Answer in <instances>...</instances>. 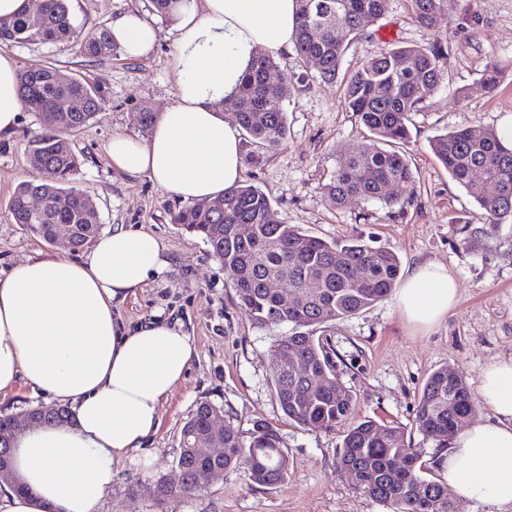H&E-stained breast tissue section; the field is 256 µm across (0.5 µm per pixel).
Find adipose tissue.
Listing matches in <instances>:
<instances>
[{"instance_id": "ef3b65f1", "label": "adipose tissue", "mask_w": 512, "mask_h": 512, "mask_svg": "<svg viewBox=\"0 0 512 512\" xmlns=\"http://www.w3.org/2000/svg\"><path fill=\"white\" fill-rule=\"evenodd\" d=\"M295 13V0H203L201 11L179 9L175 100L147 139L113 135V166L189 201L237 186L242 148L223 102L256 50L276 55L293 46ZM111 35L131 58L148 55L158 39L136 14L114 20ZM22 109L16 61L0 53V138L14 133ZM168 266L155 235L120 227L80 258L38 252L0 270V395L23 381L71 413L68 423L17 439L12 470L27 489L0 486V512H94L112 487L114 459L156 433L196 347L178 322L131 326L117 307ZM457 296L447 269L425 263L405 278L397 302L408 322L430 327ZM478 393L489 416L456 434L438 466L456 496L512 505V356L485 367Z\"/></svg>"}]
</instances>
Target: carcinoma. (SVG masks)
<instances>
[{
  "instance_id": "1",
  "label": "carcinoma",
  "mask_w": 512,
  "mask_h": 512,
  "mask_svg": "<svg viewBox=\"0 0 512 512\" xmlns=\"http://www.w3.org/2000/svg\"><path fill=\"white\" fill-rule=\"evenodd\" d=\"M190 0H151L152 11L166 19ZM294 47L305 64L318 60L320 79L340 83L346 111L370 133L362 149L341 161L324 186L327 200L336 205L349 201H378L392 209L398 200L385 196L394 184L413 196L416 179L403 152L410 141L409 114L438 89L443 79L444 47L381 46L367 52L353 69L340 73L348 42L337 38L343 31L352 41L373 40L370 26L388 12L390 0H296ZM416 22L435 30L446 13L447 0H408ZM75 40L93 57L117 50L110 32L102 29L80 36L72 23L68 0H45L37 12H24L10 21L0 20V43H58ZM278 70L274 58L258 51L245 71L235 94L224 100V110L235 114L238 125L258 147L277 150L286 141L287 120L283 101L293 76L281 73L277 92L268 90L267 74ZM25 107L45 121V131L31 144L28 161L45 175L40 183L26 182L14 192L9 212L16 224L49 241L54 226L72 225V249L93 241L101 230L98 212L86 195H72L69 187L79 174L80 160L68 136L85 126L102 109L99 89L73 78L57 67L17 74ZM253 103L248 112L236 106ZM430 150L484 209L490 224L512 223V143L493 131L458 128L435 136ZM55 201L66 195L62 208L35 213L30 197ZM171 221L201 237L211 255L224 267L231 287L255 324L261 328L288 324L291 331L272 345L276 370L272 386L289 421L312 431H329L345 423L355 404L349 389L336 376V365L309 328L344 319L384 299L395 287L400 259L391 249L374 246L363 238L327 241L307 235L280 221L269 196L253 186L237 185L224 195L202 200L171 214ZM235 224H253L251 238L232 232ZM283 280V287L269 290L265 282ZM315 293L291 306L286 292L302 293L311 282ZM220 409L200 403L180 433L177 464L181 484L159 480L153 493L159 501L190 497L207 483L208 472L242 471L250 483L281 486L288 478V448L278 427L256 423L246 434L224 425V456L210 457L188 444L203 438L210 416ZM473 412V394L457 372L442 367L432 372L423 387L415 424L437 447H448L459 423ZM43 425L63 424L67 409L38 406L29 410ZM13 416L0 417V457L12 447ZM340 468L350 472L355 486L388 506L390 512H457L448 499V486L425 476L428 467L420 453L404 443L394 428L365 419L344 434L338 456Z\"/></svg>"
}]
</instances>
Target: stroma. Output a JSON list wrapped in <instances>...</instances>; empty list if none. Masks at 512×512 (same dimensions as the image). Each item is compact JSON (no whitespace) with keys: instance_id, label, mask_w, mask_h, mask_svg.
<instances>
[{"instance_id":"1","label":"stroma","mask_w":512,"mask_h":512,"mask_svg":"<svg viewBox=\"0 0 512 512\" xmlns=\"http://www.w3.org/2000/svg\"><path fill=\"white\" fill-rule=\"evenodd\" d=\"M69 7L81 34L110 28L115 19L136 12L152 21L158 41L148 56L137 59L120 51L90 57L73 42L6 43L0 50L21 69L54 65L101 89L102 110L70 137L82 161L75 187L95 203L103 232L119 226L147 230L161 241L169 261L168 269L123 302L119 312L133 325L158 315L178 321L197 348L183 382L162 407L157 434L144 448L115 459L112 488L96 512H389L338 468L342 430L310 431L285 417L271 383V346L287 326L257 327L238 305L208 245L171 223V213L184 209V201L147 178L118 170L107 154L113 134L146 139L153 119L172 103L174 21L156 16L150 0H69ZM447 14V23L428 30L412 18L406 0H392L373 42L351 43L342 64L352 68L375 42L425 46L438 40L445 47L442 84L408 122L405 151L416 193L408 199L400 187L386 189L402 198V205L391 210L377 201L330 205L324 185L342 159L361 149L368 132L346 111L339 85L321 81L295 50L275 57L280 69L295 74L284 102L285 144L274 151L242 145L243 184L269 195L282 222L326 240L370 237L398 254L401 273L433 262L455 279L456 305L429 328L409 324L391 294L355 316L313 330L329 347L339 382L355 398L351 421L368 417L398 428L405 444L422 453L432 479L439 476V450L415 425L427 377L448 367L475 391L486 365L512 355V224L489 225L484 210L429 148L435 135L459 127L512 139V0H448ZM492 63L499 83L490 94L481 78ZM43 131L40 117L26 110L15 133L0 140L1 266L38 251L71 252L65 241L49 244L33 237L8 209L21 183L42 179L28 162V148ZM477 231L482 246L467 248ZM202 402L221 408L225 423L243 432L260 421L278 427L289 452L287 482L255 486L243 473L225 472L192 496L158 502L153 486L160 479L178 483L180 431Z\"/></svg>"}]
</instances>
